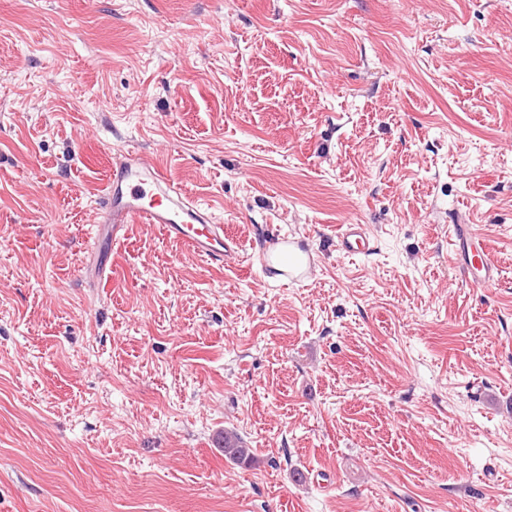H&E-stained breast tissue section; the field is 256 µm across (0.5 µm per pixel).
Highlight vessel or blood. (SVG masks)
<instances>
[{
	"label": "vessel or blood",
	"instance_id": "1",
	"mask_svg": "<svg viewBox=\"0 0 512 512\" xmlns=\"http://www.w3.org/2000/svg\"><path fill=\"white\" fill-rule=\"evenodd\" d=\"M107 178L99 195L98 221L94 226V246L117 243L127 225L156 224L176 241L189 245L200 257L211 262H223L234 252V241L225 237L223 225L214 223L211 214L192 199L165 173L162 165L145 158L135 148L106 156ZM457 254H464L470 241H478L477 259L484 285L495 280L497 267L491 259V241L474 225L454 227ZM339 249L348 255L366 247L359 225L349 224L338 236ZM293 236H276L270 251L264 253L263 264L286 257L282 274L289 281L305 280L316 266L314 256L295 255Z\"/></svg>",
	"mask_w": 512,
	"mask_h": 512
}]
</instances>
